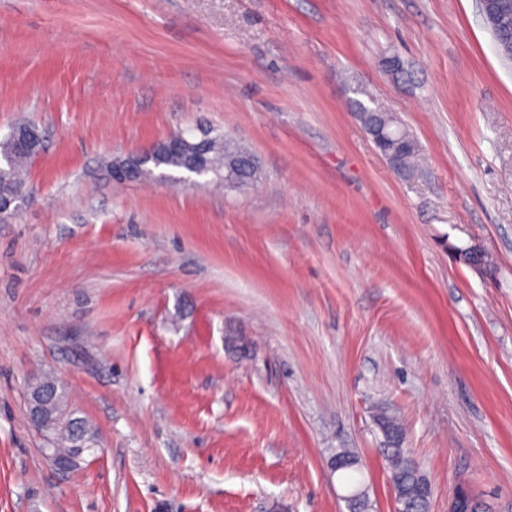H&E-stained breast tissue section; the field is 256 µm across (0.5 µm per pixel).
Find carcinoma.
Masks as SVG:
<instances>
[{
	"label": "carcinoma",
	"mask_w": 512,
	"mask_h": 512,
	"mask_svg": "<svg viewBox=\"0 0 512 512\" xmlns=\"http://www.w3.org/2000/svg\"><path fill=\"white\" fill-rule=\"evenodd\" d=\"M355 111L360 113V120L365 131H370L386 123V116L361 101H354ZM202 142L206 144L205 156L207 163L200 175L219 174L225 170L230 156L245 160L235 177L237 184L251 183L256 170L252 157L234 148L231 140L224 136L204 135ZM43 142L19 147L7 137L0 141V202L18 207L25 197V170L34 155L42 149ZM154 166H166L178 170H187L188 158L184 152L167 151L160 147L154 149L138 166V178L150 174L148 163ZM52 418L55 419L53 444L57 453L70 458L75 455L77 438L82 437L90 442H98L96 432L80 412L70 405L67 390L64 387L52 392ZM378 425L387 438V445L381 449L388 464L389 483L394 495L400 498L407 512H424V504L419 498V489L427 480L420 465L408 449L403 447V428L393 416L381 414L377 418ZM329 466L344 481L345 485L355 489L349 501L350 512H369L370 502L368 487L361 478L362 472L357 457L349 451L341 450L331 456Z\"/></svg>",
	"instance_id": "1"
}]
</instances>
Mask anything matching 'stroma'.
<instances>
[{
    "label": "stroma",
    "instance_id": "stroma-1",
    "mask_svg": "<svg viewBox=\"0 0 512 512\" xmlns=\"http://www.w3.org/2000/svg\"><path fill=\"white\" fill-rule=\"evenodd\" d=\"M23 122L43 149L0 220V512H348L343 448L392 512L382 411L432 512L461 487L512 512V60L477 0H0V140ZM207 130L257 181L103 166ZM43 372L97 433L78 470L39 452ZM354 109L355 112H362L360 114V120L366 132H370V130L379 128L384 123H386V116L382 115L381 112H378V108H371L365 105L363 102L356 100L354 101ZM372 139L378 150L380 149L384 153L385 142L387 140L383 136L382 132L379 130H374L372 132ZM383 153L381 154L387 159Z\"/></svg>",
    "mask_w": 512,
    "mask_h": 512
}]
</instances>
